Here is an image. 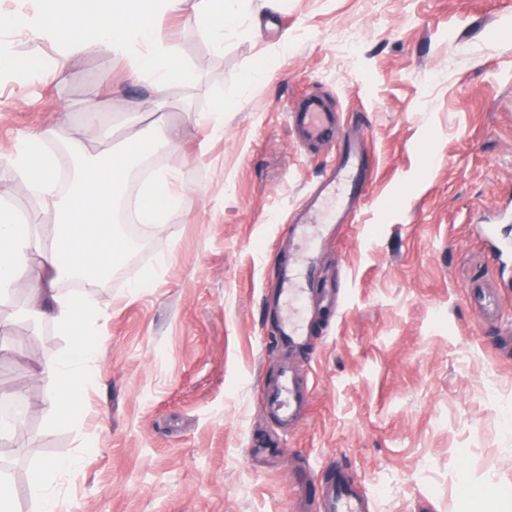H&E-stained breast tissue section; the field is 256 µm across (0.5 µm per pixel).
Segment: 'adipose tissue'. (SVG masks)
Here are the masks:
<instances>
[{
	"label": "adipose tissue",
	"instance_id": "obj_1",
	"mask_svg": "<svg viewBox=\"0 0 512 512\" xmlns=\"http://www.w3.org/2000/svg\"><path fill=\"white\" fill-rule=\"evenodd\" d=\"M252 7V0H39L35 11L16 10L0 14V75L27 85L43 67L64 68L70 56L88 42L123 62L130 77L152 92L156 109L168 105V90L176 85L194 86L200 67L180 57L167 24L179 17L197 27L213 52L224 50L226 35L237 33ZM41 40L54 45L55 57L42 65L19 57L16 42ZM120 142L113 133L94 123L86 138L68 141L65 151L72 161L71 187L61 191L57 179L58 155L52 145L56 131L44 130L19 140L8 154L18 181L34 188L37 210L52 214L56 230L44 234L38 225L20 224L8 205L0 206V303L8 302L19 279L30 284L33 315L50 314L72 338L69 354L51 367L58 388L51 400L47 424L70 422L81 393L94 376L88 365L98 356L100 338L93 326L105 312L77 296H57L51 284L57 275L99 277L125 250V242L114 227L113 205L134 159L149 156L175 157V146L183 136L177 125L145 128L133 117ZM178 165L153 172L142 193L129 205L133 216L152 224H163L181 208L184 187ZM70 457L50 461L37 471L33 483L38 492L39 512H58L60 503L51 485L53 478L74 470Z\"/></svg>",
	"mask_w": 512,
	"mask_h": 512
}]
</instances>
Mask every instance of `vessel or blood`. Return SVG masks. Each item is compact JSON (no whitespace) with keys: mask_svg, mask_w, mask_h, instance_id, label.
<instances>
[{"mask_svg":"<svg viewBox=\"0 0 512 512\" xmlns=\"http://www.w3.org/2000/svg\"><path fill=\"white\" fill-rule=\"evenodd\" d=\"M286 112L290 127L302 143L334 153L322 179L280 231L283 239L295 244L296 251L277 275L273 302L280 316L273 341L275 347L293 351L308 341L309 316L316 303L339 301L338 284L322 279L321 252L334 226L347 223L362 205L371 173L364 140L343 129L323 97L304 94L287 105ZM494 288V283L478 276L467 290L470 306L488 321L496 317ZM309 392L308 382L297 369L283 364L274 380L263 388V412L281 427L292 426L300 421ZM314 505L315 512H370L367 498L341 474L328 482Z\"/></svg>","mask_w":512,"mask_h":512,"instance_id":"b4317fda","label":"vessel or blood"}]
</instances>
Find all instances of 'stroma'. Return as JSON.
<instances>
[{"label": "stroma", "mask_w": 512, "mask_h": 512, "mask_svg": "<svg viewBox=\"0 0 512 512\" xmlns=\"http://www.w3.org/2000/svg\"><path fill=\"white\" fill-rule=\"evenodd\" d=\"M244 27L216 54L170 22L203 67L157 114L185 132L183 205L128 236L111 273L55 281L107 314L70 423L46 422L69 336L27 317L25 284L0 305V394L28 407L27 448L0 437L23 470L15 512H37L32 475L58 457L79 460L58 482L63 512H308L339 465L370 512H512V354L466 299L476 275L512 283L473 230L512 205V0H285ZM309 92L360 128L375 176L323 249L341 304L288 353L271 344L279 228L331 159L288 126L287 103ZM219 99L232 107L212 138L200 115ZM150 100L90 44L28 87L0 83V192L20 221L55 227L6 159L17 140L82 138L83 112L58 122L71 101L98 103L121 135ZM287 361L311 395L284 430L260 398ZM257 436L278 452L254 456Z\"/></svg>", "instance_id": "obj_1"}]
</instances>
